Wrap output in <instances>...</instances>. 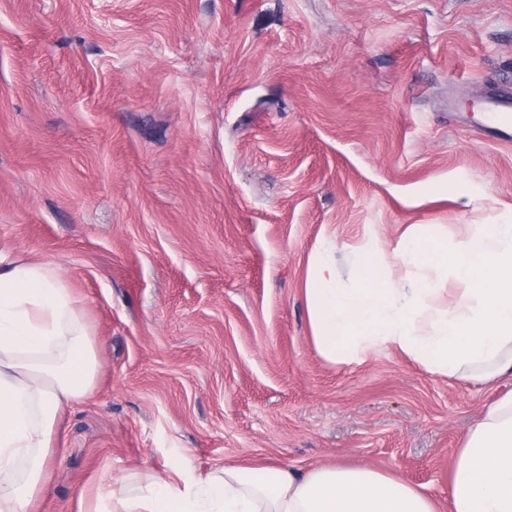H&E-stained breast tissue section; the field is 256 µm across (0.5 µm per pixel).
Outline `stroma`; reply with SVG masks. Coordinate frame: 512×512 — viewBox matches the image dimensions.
<instances>
[{"label": "stroma", "mask_w": 512, "mask_h": 512, "mask_svg": "<svg viewBox=\"0 0 512 512\" xmlns=\"http://www.w3.org/2000/svg\"><path fill=\"white\" fill-rule=\"evenodd\" d=\"M505 83L512 0H0V261L60 267L100 361L38 512L253 463L390 471L449 512L512 378L330 363L305 281L326 237L344 272L414 224H512L481 112Z\"/></svg>", "instance_id": "obj_1"}]
</instances>
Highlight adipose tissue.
Wrapping results in <instances>:
<instances>
[{"instance_id": "adipose-tissue-1", "label": "adipose tissue", "mask_w": 512, "mask_h": 512, "mask_svg": "<svg viewBox=\"0 0 512 512\" xmlns=\"http://www.w3.org/2000/svg\"><path fill=\"white\" fill-rule=\"evenodd\" d=\"M335 241L308 261L305 295L313 339L330 363L396 348L428 372L486 383L512 374V224H473L448 242L430 225L407 228L392 255L412 273L394 287L377 239L353 251L350 281ZM465 287L453 307L435 306L433 274ZM99 371L93 340L59 269L17 260L0 270V512H36L66 409L86 400ZM27 476L12 479L18 460ZM157 479L119 512H438L400 476L371 467L306 470L227 465ZM450 512H512V395L489 407L450 470Z\"/></svg>"}]
</instances>
